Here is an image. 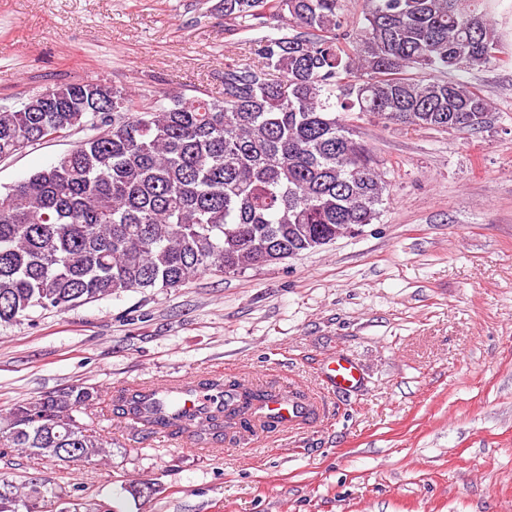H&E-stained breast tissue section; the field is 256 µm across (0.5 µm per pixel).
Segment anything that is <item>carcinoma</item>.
I'll return each mask as SVG.
<instances>
[{"mask_svg": "<svg viewBox=\"0 0 512 512\" xmlns=\"http://www.w3.org/2000/svg\"><path fill=\"white\" fill-rule=\"evenodd\" d=\"M502 0H361L362 25L342 0H219L229 32L277 19V33L224 62V97L144 102L105 80L65 83L0 106V160L58 133L86 128L49 167L0 191V325L40 309L133 290L179 288L295 257L345 224H371L387 189L369 150L336 109L385 124L441 131L486 126L491 106L440 74L503 53ZM224 405L181 410L179 394L141 386L107 399L75 385L17 402L0 422V456L94 463L97 409L131 429L224 439V428L272 429L273 390L219 378L191 385ZM56 497L0 476V512H37Z\"/></svg>", "mask_w": 512, "mask_h": 512, "instance_id": "obj_1", "label": "carcinoma"}]
</instances>
